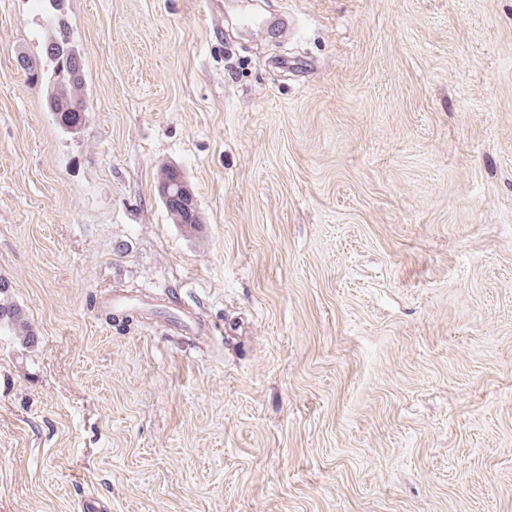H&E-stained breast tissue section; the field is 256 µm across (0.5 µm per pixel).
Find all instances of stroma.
Segmentation results:
<instances>
[{
  "label": "stroma",
  "instance_id": "obj_1",
  "mask_svg": "<svg viewBox=\"0 0 512 512\" xmlns=\"http://www.w3.org/2000/svg\"><path fill=\"white\" fill-rule=\"evenodd\" d=\"M63 7L74 135L0 0V512H512V0ZM172 169L176 172V176L160 198L165 208H182L187 203H192V195L185 178L177 180L179 171L174 167Z\"/></svg>",
  "mask_w": 512,
  "mask_h": 512
}]
</instances>
